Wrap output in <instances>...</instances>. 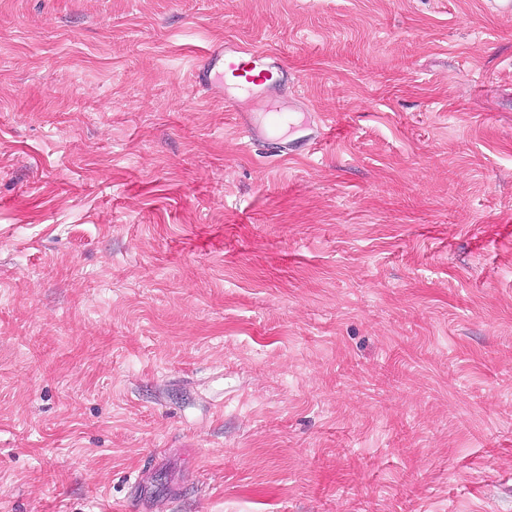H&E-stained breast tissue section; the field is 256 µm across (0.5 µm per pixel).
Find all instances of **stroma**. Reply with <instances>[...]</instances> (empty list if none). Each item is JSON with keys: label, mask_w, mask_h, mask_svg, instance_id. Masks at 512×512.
<instances>
[{"label": "stroma", "mask_w": 512, "mask_h": 512, "mask_svg": "<svg viewBox=\"0 0 512 512\" xmlns=\"http://www.w3.org/2000/svg\"><path fill=\"white\" fill-rule=\"evenodd\" d=\"M130 506L512 512V14L0 0V512ZM273 53L260 48L238 43H227L209 50L197 64L193 73V84L198 92H209L223 86L226 71L236 78L244 80V90L258 95V88L270 86L273 68L282 75L287 70L284 66L269 62ZM270 74V77L268 76ZM237 127L245 138L248 145H259L262 143L267 127L258 124L253 112H236Z\"/></svg>", "instance_id": "stroma-1"}]
</instances>
